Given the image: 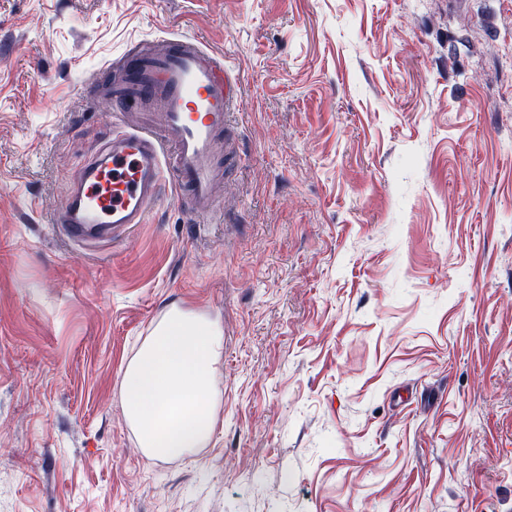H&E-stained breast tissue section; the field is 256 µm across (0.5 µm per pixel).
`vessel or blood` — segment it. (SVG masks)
<instances>
[{
  "mask_svg": "<svg viewBox=\"0 0 512 512\" xmlns=\"http://www.w3.org/2000/svg\"><path fill=\"white\" fill-rule=\"evenodd\" d=\"M109 69L112 130L67 179L52 219L58 235L84 248L111 244L146 223L168 189L192 223H211L225 177L218 159L236 152L238 72L184 34L133 45Z\"/></svg>",
  "mask_w": 512,
  "mask_h": 512,
  "instance_id": "1",
  "label": "vessel or blood"
}]
</instances>
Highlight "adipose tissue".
Wrapping results in <instances>:
<instances>
[{
  "instance_id": "1",
  "label": "adipose tissue",
  "mask_w": 512,
  "mask_h": 512,
  "mask_svg": "<svg viewBox=\"0 0 512 512\" xmlns=\"http://www.w3.org/2000/svg\"><path fill=\"white\" fill-rule=\"evenodd\" d=\"M224 356L217 321L177 308L153 327L121 379L126 420L149 459L204 448L215 431V388Z\"/></svg>"
}]
</instances>
